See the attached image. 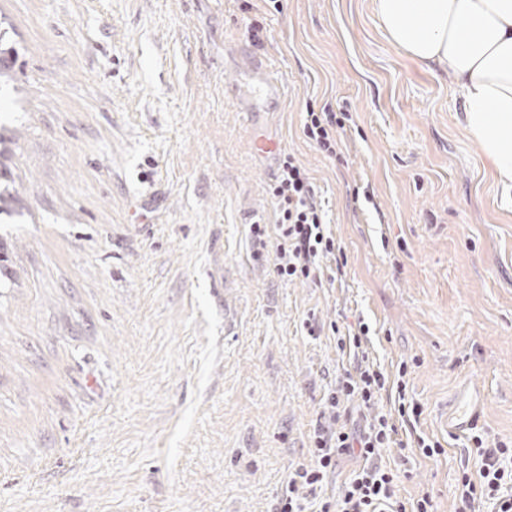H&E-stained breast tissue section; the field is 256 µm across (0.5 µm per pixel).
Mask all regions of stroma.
<instances>
[{
    "label": "stroma",
    "instance_id": "35a3bbf8",
    "mask_svg": "<svg viewBox=\"0 0 512 512\" xmlns=\"http://www.w3.org/2000/svg\"><path fill=\"white\" fill-rule=\"evenodd\" d=\"M0 31V512H271L353 365L304 335L311 312L364 318L372 359L407 363L444 452L382 459L401 496L459 512L457 398L512 440V202L454 80L372 0H0ZM269 69L280 98L244 97ZM309 107L349 113L340 156ZM282 153L343 284L281 281L252 244ZM304 117L303 132L316 147L330 157H336V147H339L341 139L339 130L344 129L345 120L350 117L346 113H340L337 117L335 112H315L312 108H306Z\"/></svg>",
    "mask_w": 512,
    "mask_h": 512
}]
</instances>
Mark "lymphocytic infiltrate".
<instances>
[{
    "instance_id": "1",
    "label": "lymphocytic infiltrate",
    "mask_w": 512,
    "mask_h": 512,
    "mask_svg": "<svg viewBox=\"0 0 512 512\" xmlns=\"http://www.w3.org/2000/svg\"><path fill=\"white\" fill-rule=\"evenodd\" d=\"M344 118L332 112L307 109L303 132L328 156H336ZM275 221L249 228L256 249L274 251V271L285 282L314 285L335 283L345 274L347 259L337 243L312 179L292 154L280 157L278 171L268 186ZM308 335L329 334L337 350L351 355L354 365L344 370L321 400L312 437V462L289 471L284 494L274 512H434L433 499L400 497L397 474L380 461L384 448H416L427 457L442 454L439 441L418 432L420 405L407 397L406 366L389 378L369 358L371 327L364 319L340 327L320 324L315 316L303 321ZM390 406H383L384 397ZM472 467L458 479L459 500L469 512L488 504L491 512H512V446L488 445L483 435L470 438ZM358 465L346 477L338 495H321L326 477L342 457Z\"/></svg>"
}]
</instances>
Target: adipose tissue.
<instances>
[{"mask_svg": "<svg viewBox=\"0 0 512 512\" xmlns=\"http://www.w3.org/2000/svg\"><path fill=\"white\" fill-rule=\"evenodd\" d=\"M380 29L453 76L464 123L503 192L512 191V0H373Z\"/></svg>", "mask_w": 512, "mask_h": 512, "instance_id": "1", "label": "adipose tissue"}]
</instances>
